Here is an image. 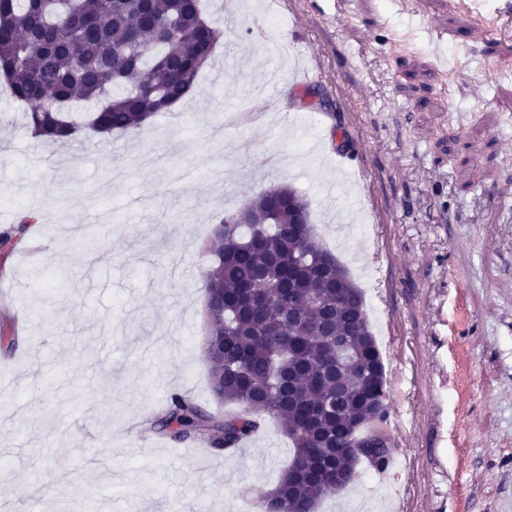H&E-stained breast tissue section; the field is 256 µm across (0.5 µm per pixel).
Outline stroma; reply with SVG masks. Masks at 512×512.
Listing matches in <instances>:
<instances>
[{"mask_svg": "<svg viewBox=\"0 0 512 512\" xmlns=\"http://www.w3.org/2000/svg\"><path fill=\"white\" fill-rule=\"evenodd\" d=\"M205 0L238 19L192 98L136 133L67 149L31 137L0 84V228L39 210L44 252L0 259V512H240L289 461L274 420L217 454L151 424L170 395L218 404L204 355L211 228L265 188L310 202L320 240L370 271L394 479L317 512H512V0ZM493 28L485 38L481 29ZM315 58L313 104L282 75ZM280 156L277 171L246 165ZM368 189L365 235L341 232L328 186Z\"/></svg>", "mask_w": 512, "mask_h": 512, "instance_id": "obj_1", "label": "stroma"}]
</instances>
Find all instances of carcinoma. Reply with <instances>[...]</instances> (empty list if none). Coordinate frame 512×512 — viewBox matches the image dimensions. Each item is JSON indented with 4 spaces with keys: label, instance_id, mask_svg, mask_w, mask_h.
Wrapping results in <instances>:
<instances>
[{
    "label": "carcinoma",
    "instance_id": "cac0c4a2",
    "mask_svg": "<svg viewBox=\"0 0 512 512\" xmlns=\"http://www.w3.org/2000/svg\"><path fill=\"white\" fill-rule=\"evenodd\" d=\"M223 30L203 0H0V77L32 106L35 139L68 147L80 137L133 134L152 115L189 97L214 64ZM95 102L81 121L77 102ZM292 186L259 191L251 223L212 227L204 274L206 359L221 412L175 393L153 423L176 443L204 441L215 453L238 447L265 417L284 427L291 462L269 494L282 512H316L346 488L365 461L385 467L371 424L386 416L383 361L361 288L316 237ZM39 220L30 209L0 231L10 253Z\"/></svg>",
    "mask_w": 512,
    "mask_h": 512
}]
</instances>
